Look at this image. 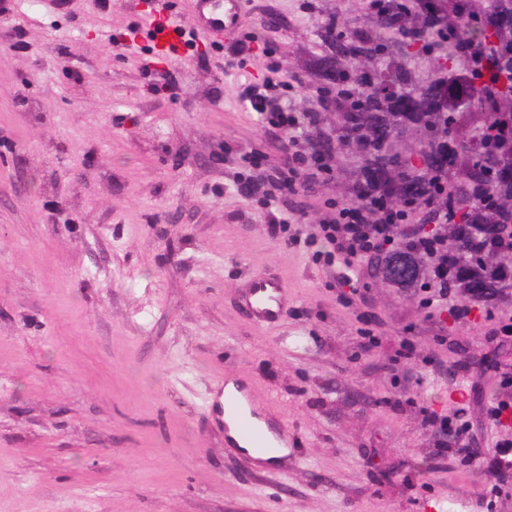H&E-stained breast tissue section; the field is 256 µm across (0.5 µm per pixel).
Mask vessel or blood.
<instances>
[{"label": "vessel or blood", "mask_w": 512, "mask_h": 512, "mask_svg": "<svg viewBox=\"0 0 512 512\" xmlns=\"http://www.w3.org/2000/svg\"><path fill=\"white\" fill-rule=\"evenodd\" d=\"M245 6L246 0H196L197 23L210 33L232 37L244 19ZM241 304L256 324L279 322L285 312L281 281L271 274L252 277L242 290ZM224 411L235 418L231 432L224 435L226 447L242 448L249 457L262 455L275 444L287 447V429L262 425L248 393L242 388H225Z\"/></svg>", "instance_id": "vessel-or-blood-1"}]
</instances>
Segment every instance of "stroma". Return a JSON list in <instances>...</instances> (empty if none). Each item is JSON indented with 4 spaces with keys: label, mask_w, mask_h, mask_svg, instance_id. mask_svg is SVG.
I'll return each mask as SVG.
<instances>
[{
    "label": "stroma",
    "mask_w": 512,
    "mask_h": 512,
    "mask_svg": "<svg viewBox=\"0 0 512 512\" xmlns=\"http://www.w3.org/2000/svg\"><path fill=\"white\" fill-rule=\"evenodd\" d=\"M161 1L193 44L156 49ZM0 2V512H512V481L490 492L424 422L459 412L487 454L512 440V413L484 419L512 404V288L457 323L364 259L343 302L311 248L274 237L236 188L290 138L243 107V84L287 80L285 104L332 141L329 186L272 210L306 227L326 199H352L368 160L329 99L364 74L425 90L459 70L450 52L384 33L368 0H247L237 36L258 40L235 69L193 0ZM359 32L381 53L335 63ZM165 73L177 94L159 90ZM384 146L420 168L427 133L396 118ZM269 270L288 310L257 325L239 287ZM455 364L476 388L460 411ZM220 375L287 425L280 463L225 448Z\"/></svg>",
    "instance_id": "1"
}]
</instances>
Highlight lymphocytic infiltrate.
I'll use <instances>...</instances> for the list:
<instances>
[{
    "label": "lymphocytic infiltrate",
    "mask_w": 512,
    "mask_h": 512,
    "mask_svg": "<svg viewBox=\"0 0 512 512\" xmlns=\"http://www.w3.org/2000/svg\"><path fill=\"white\" fill-rule=\"evenodd\" d=\"M380 17L386 18L395 35L422 39L426 54L451 48L462 62L460 74L434 80L427 94L426 109H419L410 91L380 93L373 78L364 76L354 90H343L335 98L344 112L346 130L360 132L361 114L373 100L386 99L390 112L424 124L436 158L428 175L404 170H365L356 187V196L345 205L331 204L321 223L312 225L307 235L290 232L288 220L271 216L272 234L287 235L289 243L305 242L315 249L313 259L336 269L337 281L355 287L359 281L357 264L362 259L387 254L389 245L398 244L404 255L419 260L425 274V290L430 301L446 305L459 321H467L473 304L486 299L479 286L495 280L497 286H512V113L503 106L512 102V0H491L476 11L461 4L462 16L478 25L470 40L450 43L448 21L433 0H416L424 19L422 27L410 29L398 0H371ZM480 90L482 99L499 126L497 134H482L478 151L490 154L494 162L484 180L473 187V208L465 219H458L455 205L454 175L458 168L460 144L448 136V115ZM282 86L271 81L245 84L239 95L248 110L266 127L292 132L283 163L271 171H260L238 183L239 193L247 198L263 196L271 202L286 195H297L311 180L329 183L332 169L329 148L313 140L305 130L313 126L311 112H293L282 104ZM422 221L448 225L452 235L423 233L410 225V215ZM466 245L465 250L449 248V239ZM468 288L470 300H455L456 287ZM426 424L438 437V450L448 453L461 449L473 460L484 458L480 449L463 444L466 424L458 414L427 411Z\"/></svg>",
    "instance_id": "f902f5d3"
}]
</instances>
